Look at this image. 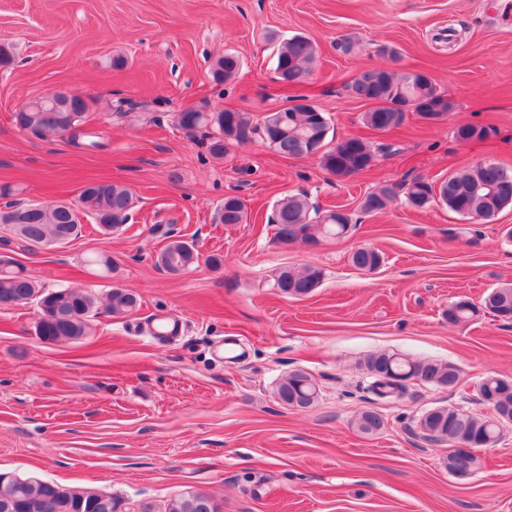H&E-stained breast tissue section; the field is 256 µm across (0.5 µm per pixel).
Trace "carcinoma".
<instances>
[{"mask_svg":"<svg viewBox=\"0 0 512 512\" xmlns=\"http://www.w3.org/2000/svg\"><path fill=\"white\" fill-rule=\"evenodd\" d=\"M318 54L317 44L308 37L294 35L279 42L276 53V72L296 83L304 80L313 70ZM241 62L239 56L229 51L213 65L214 78L219 82L236 79ZM349 94L366 102L364 124L375 131H391L402 126L408 113L420 118L433 114L441 119L455 108L448 94L428 76L411 72L397 73L382 67L361 70L346 85ZM72 111L61 112L55 97L44 95L31 99L13 115L15 125L36 137L56 135L73 141L89 139L88 146L98 147L99 133L86 126L90 109L88 100L76 96ZM174 122L188 134L202 129L209 132L208 150L214 157H222L230 147L243 145L259 138L268 148L282 156L302 157L310 147H316L315 156L321 167L338 179L355 175V167L363 160L376 158V151L359 137H345L329 145V119L320 109L309 111L280 109L267 115L262 124H253L245 112L225 110L209 112L195 106L185 107L174 117ZM493 129L487 126L461 124L455 138L462 141H482ZM403 193L406 204L423 209L435 201L442 202L456 214L489 220L512 205V167L497 163H480L448 176L438 184L425 178H414L396 187L385 185L368 193L362 200L361 210L377 213L384 210L398 193ZM134 207L132 191L125 185L112 181H90L79 195V205L71 202L23 203L16 201L0 208V224L8 227L27 250L53 245L57 238L69 232L80 233L81 222L76 213L83 214L101 231H116L128 223ZM27 211L25 223H9L10 214ZM221 224H241L247 220V207L238 196H228L216 211ZM273 224L276 239L286 238L315 245L323 238L341 237L348 232L351 218L328 209L313 211L304 194H289L277 200ZM160 231V228H154ZM162 232V231H160ZM166 244L157 255L156 265L173 275L196 267L200 262L195 244L173 234L162 232ZM383 262L381 254L371 247H360L351 254V263L366 271L377 269ZM322 272L306 266L301 270L284 269L277 285L292 297L305 296L316 288ZM36 303L39 317L34 326L35 335L46 343L77 341L88 335L92 321L99 315L97 296L77 287L46 289L27 273L26 267L11 260L0 267V307ZM485 307L504 314L502 321L512 320V286L492 289L484 298ZM138 307L137 295L120 287H113L106 294L105 312L114 316L129 314ZM478 316V309L467 301L448 306V323L458 325ZM393 374L398 382H388L376 375L380 365ZM364 365L369 375L367 390L379 399L392 398L405 388L403 380L411 378L439 389L454 390L459 384L456 366L446 362L416 361L398 353L385 352L367 355ZM484 397L490 406L512 411V389L493 376L481 381ZM320 390L310 374L295 371L283 378L277 387L278 399L288 406L310 408L319 399ZM385 425L384 419L374 410H364L355 419L357 431L373 436ZM423 437L453 448L467 444L474 449L489 448L500 439L501 429L495 418L465 412L459 408L442 406L420 425ZM57 506V512H120L121 500L77 486H66L42 478L21 479L0 473V506L11 504L10 512H49L48 503ZM164 512H219L213 498L202 491H187L170 498Z\"/></svg>","mask_w":512,"mask_h":512,"instance_id":"cac0c4a2","label":"carcinoma"}]
</instances>
